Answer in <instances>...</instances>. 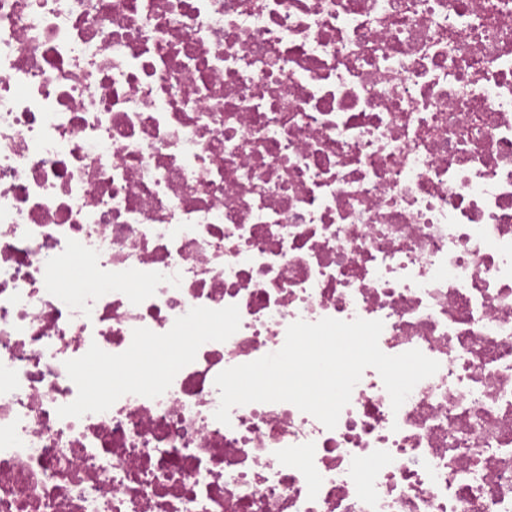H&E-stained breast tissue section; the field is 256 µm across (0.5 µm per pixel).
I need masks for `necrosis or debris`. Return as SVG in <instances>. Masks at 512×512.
<instances>
[{
  "mask_svg": "<svg viewBox=\"0 0 512 512\" xmlns=\"http://www.w3.org/2000/svg\"><path fill=\"white\" fill-rule=\"evenodd\" d=\"M327 317L440 368L215 419ZM0 512H512V0H0Z\"/></svg>",
  "mask_w": 512,
  "mask_h": 512,
  "instance_id": "4bbe7bcc",
  "label": "necrosis or debris"
}]
</instances>
